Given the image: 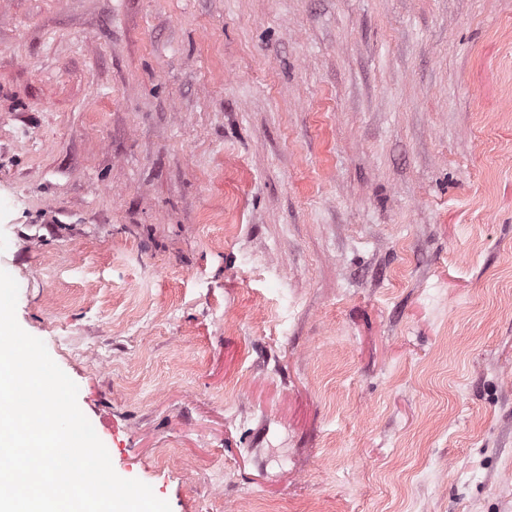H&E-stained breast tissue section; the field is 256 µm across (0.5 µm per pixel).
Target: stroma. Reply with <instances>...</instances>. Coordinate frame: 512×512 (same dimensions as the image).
Wrapping results in <instances>:
<instances>
[{
	"mask_svg": "<svg viewBox=\"0 0 512 512\" xmlns=\"http://www.w3.org/2000/svg\"><path fill=\"white\" fill-rule=\"evenodd\" d=\"M0 269L171 512H512V0H0Z\"/></svg>",
	"mask_w": 512,
	"mask_h": 512,
	"instance_id": "stroma-1",
	"label": "stroma"
}]
</instances>
